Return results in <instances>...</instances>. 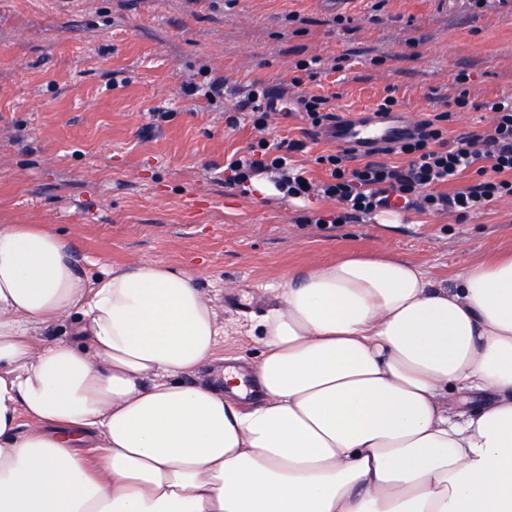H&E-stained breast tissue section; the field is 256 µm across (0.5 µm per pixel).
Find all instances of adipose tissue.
I'll use <instances>...</instances> for the list:
<instances>
[{"label": "adipose tissue", "instance_id": "adipose-tissue-1", "mask_svg": "<svg viewBox=\"0 0 512 512\" xmlns=\"http://www.w3.org/2000/svg\"><path fill=\"white\" fill-rule=\"evenodd\" d=\"M278 294L246 401L186 380L230 333L195 275L1 224L0 512H512V254H344Z\"/></svg>", "mask_w": 512, "mask_h": 512}]
</instances>
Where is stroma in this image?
<instances>
[{
  "instance_id": "obj_1",
  "label": "stroma",
  "mask_w": 512,
  "mask_h": 512,
  "mask_svg": "<svg viewBox=\"0 0 512 512\" xmlns=\"http://www.w3.org/2000/svg\"><path fill=\"white\" fill-rule=\"evenodd\" d=\"M320 57L303 92L344 115L393 96L420 119L468 91L448 139L481 132L476 102L512 93V0H0V225L40 224L100 265L163 261L224 286L225 319L278 303L267 283L379 250L441 277L512 252V198L458 219L373 214L323 228L316 197L257 199L224 167L259 139L303 141L291 167L328 177L300 115L253 128L236 105L251 84L289 87L300 59ZM224 78L215 100L186 82Z\"/></svg>"
}]
</instances>
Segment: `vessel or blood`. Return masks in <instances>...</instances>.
I'll return each instance as SVG.
<instances>
[{"label": "vessel or blood", "instance_id": "vessel-or-blood-1", "mask_svg": "<svg viewBox=\"0 0 512 512\" xmlns=\"http://www.w3.org/2000/svg\"><path fill=\"white\" fill-rule=\"evenodd\" d=\"M414 129V123L403 113L384 114L366 109L356 119L319 127L316 137L329 144L353 149L359 156H375L384 154L388 147L396 145Z\"/></svg>", "mask_w": 512, "mask_h": 512}]
</instances>
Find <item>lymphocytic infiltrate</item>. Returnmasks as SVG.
<instances>
[{
    "mask_svg": "<svg viewBox=\"0 0 512 512\" xmlns=\"http://www.w3.org/2000/svg\"><path fill=\"white\" fill-rule=\"evenodd\" d=\"M448 104L446 111L426 114L417 123V135L395 146V153L406 158L404 165L367 162L355 166L350 150L339 148L318 157L328 179L314 184L288 166L289 152L302 149V142L284 141L273 148L262 140L258 151L227 164L228 180L241 184L270 172L277 174V186L287 195L315 194L335 201L334 211L308 218L309 223L323 226L346 224L382 209L451 212L463 219L500 199L512 198V97L481 102V109L491 114L489 129L453 143L448 142L442 124L450 120L451 108H466L470 101L461 93L449 98ZM469 170L476 172L478 182L460 183V176Z\"/></svg>",
    "mask_w": 512,
    "mask_h": 512,
    "instance_id": "lymphocytic-infiltrate-1",
    "label": "lymphocytic infiltrate"
}]
</instances>
